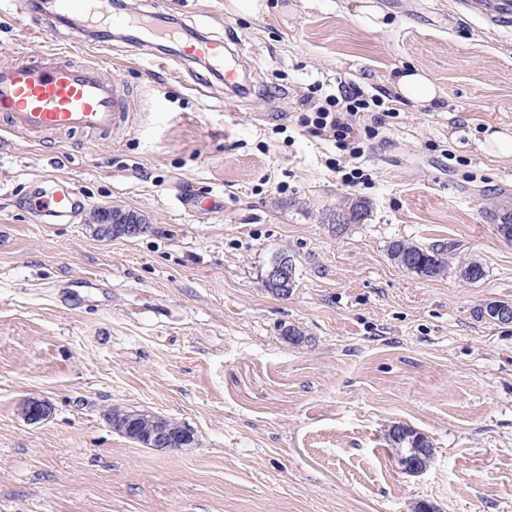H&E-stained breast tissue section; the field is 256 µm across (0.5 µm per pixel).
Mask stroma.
<instances>
[{"mask_svg":"<svg viewBox=\"0 0 512 512\" xmlns=\"http://www.w3.org/2000/svg\"><path fill=\"white\" fill-rule=\"evenodd\" d=\"M225 0H125L227 43L243 83L205 60L120 32L106 53L68 27L34 36L37 11L0 14V64L48 45L123 79L132 129L45 142L0 117V512H512V243L486 214L512 209V158L480 148L512 131V27L464 0H267L241 18ZM427 71L444 111L397 101L366 113L362 179L333 168L335 142L299 122L314 85L391 94L395 73ZM83 201L45 223L31 201L52 180ZM366 202L336 232L330 215ZM144 215L135 238L102 240L95 209ZM453 242L482 261L469 284L395 265L390 242ZM297 265L293 294L265 291L273 256ZM309 336L297 347L282 336ZM51 402L44 422L18 412ZM148 409L192 429L180 452L115 431L108 409ZM424 433L427 469L403 471L387 433ZM52 410L51 403L39 397H28L19 406L21 417L30 424L46 421L51 416Z\"/></svg>","mask_w":512,"mask_h":512,"instance_id":"35a3bbf8","label":"stroma"}]
</instances>
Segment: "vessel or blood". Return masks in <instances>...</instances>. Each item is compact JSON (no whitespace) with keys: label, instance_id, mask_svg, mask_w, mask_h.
Listing matches in <instances>:
<instances>
[{"label":"vessel or blood","instance_id":"vessel-or-blood-1","mask_svg":"<svg viewBox=\"0 0 512 512\" xmlns=\"http://www.w3.org/2000/svg\"><path fill=\"white\" fill-rule=\"evenodd\" d=\"M69 20L76 33L93 26L118 27L131 40L173 41L178 31L149 15H117L112 0H55L40 32L50 36L57 23ZM0 112L8 114L10 132L40 136L70 131L109 132L125 126L128 90L118 78L105 75L97 62L76 64L51 48L38 59L22 58L0 66ZM81 201L66 187L39 195L35 207L49 219H71Z\"/></svg>","mask_w":512,"mask_h":512}]
</instances>
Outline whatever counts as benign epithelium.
Instances as JSON below:
<instances>
[{
	"label": "benign epithelium",
	"mask_w": 512,
	"mask_h": 512,
	"mask_svg": "<svg viewBox=\"0 0 512 512\" xmlns=\"http://www.w3.org/2000/svg\"><path fill=\"white\" fill-rule=\"evenodd\" d=\"M94 235L101 238L112 237V225H123L122 233L127 237H136L144 232V219L134 211L116 213L110 208L96 211L95 219L90 221ZM265 281L277 285L279 297L288 298L293 293L294 266L284 257L274 261L268 267ZM21 417L30 424L47 420L52 414L51 403L39 397H28L20 406ZM115 429L122 430L124 436L143 447L156 451H182L195 441L194 432L175 422L161 421L159 415L148 411L135 409L130 413L108 418ZM391 438L408 442L410 447L397 449L398 463L410 474H420L426 470L421 464L422 457L433 452L430 444L422 436L408 429L404 432H393Z\"/></svg>",
	"instance_id": "benign-epithelium-1"
}]
</instances>
